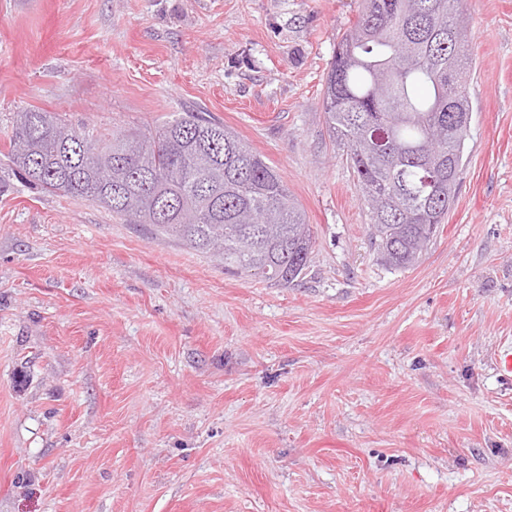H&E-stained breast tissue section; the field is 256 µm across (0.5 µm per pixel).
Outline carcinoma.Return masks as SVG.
<instances>
[{"instance_id": "1", "label": "carcinoma", "mask_w": 512, "mask_h": 512, "mask_svg": "<svg viewBox=\"0 0 512 512\" xmlns=\"http://www.w3.org/2000/svg\"><path fill=\"white\" fill-rule=\"evenodd\" d=\"M467 42L464 0H360L336 43L325 123L368 205L371 244L396 269L419 261L456 201L469 126L448 122L471 103L448 72L469 70ZM12 178L85 198L273 286L292 285L311 263V225L279 173L201 112L114 135L24 110L0 155V193Z\"/></svg>"}]
</instances>
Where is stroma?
Returning a JSON list of instances; mask_svg holds the SVG:
<instances>
[{"label": "stroma", "mask_w": 512, "mask_h": 512, "mask_svg": "<svg viewBox=\"0 0 512 512\" xmlns=\"http://www.w3.org/2000/svg\"><path fill=\"white\" fill-rule=\"evenodd\" d=\"M357 0H0V146L39 108L202 112L312 226L286 288L91 201L0 194V512H512V0H466L468 161L385 266L323 85Z\"/></svg>", "instance_id": "1"}]
</instances>
